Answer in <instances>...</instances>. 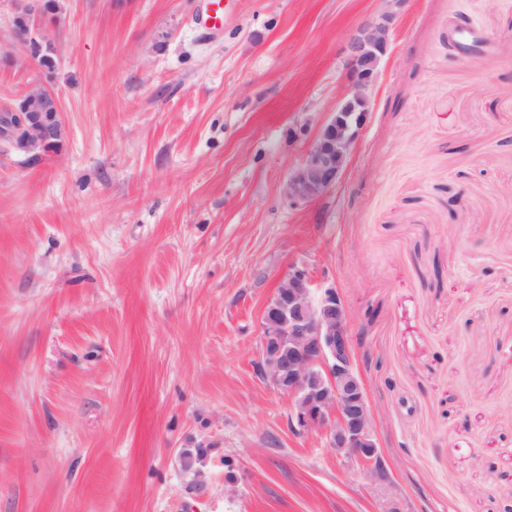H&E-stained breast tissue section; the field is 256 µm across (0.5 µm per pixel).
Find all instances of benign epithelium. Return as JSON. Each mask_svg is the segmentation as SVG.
Here are the masks:
<instances>
[{
  "instance_id": "benign-epithelium-1",
  "label": "benign epithelium",
  "mask_w": 512,
  "mask_h": 512,
  "mask_svg": "<svg viewBox=\"0 0 512 512\" xmlns=\"http://www.w3.org/2000/svg\"><path fill=\"white\" fill-rule=\"evenodd\" d=\"M382 11L361 25L346 46L348 88L319 126L302 161L283 186L288 206L323 195L343 177L353 147L366 125L387 56L393 25L408 0H382ZM27 30L13 21V47L30 45L29 30L44 0H19ZM62 133L57 96L46 86L30 88L0 114V143L33 155ZM260 375L294 399L288 421L302 433L319 429L326 447L355 461L385 501L382 512H404L394 492L388 465L374 433L373 413L355 364L343 294L334 284L317 282L304 266L282 277L261 313Z\"/></svg>"
}]
</instances>
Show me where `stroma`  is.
I'll list each match as a JSON object with an SVG mask.
<instances>
[{
	"mask_svg": "<svg viewBox=\"0 0 512 512\" xmlns=\"http://www.w3.org/2000/svg\"><path fill=\"white\" fill-rule=\"evenodd\" d=\"M59 0L63 136L0 148V512H381L288 426L260 317L296 265L344 295L407 512L512 500V0H409L343 179L282 187L379 0ZM204 447L201 477L179 453Z\"/></svg>",
	"mask_w": 512,
	"mask_h": 512,
	"instance_id": "stroma-1",
	"label": "stroma"
}]
</instances>
